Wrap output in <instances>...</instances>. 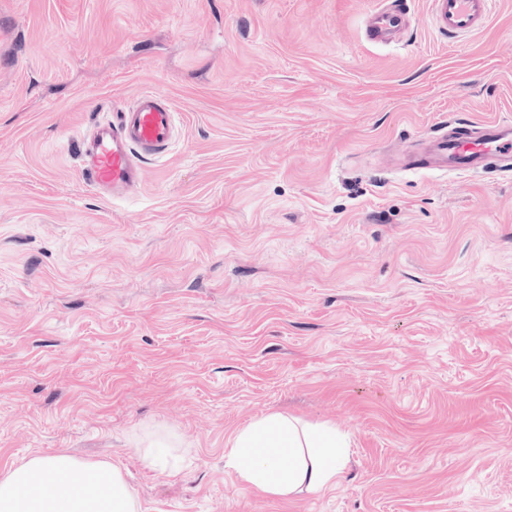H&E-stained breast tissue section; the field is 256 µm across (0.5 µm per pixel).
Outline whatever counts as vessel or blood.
I'll use <instances>...</instances> for the list:
<instances>
[{
  "label": "vessel or blood",
  "instance_id": "1",
  "mask_svg": "<svg viewBox=\"0 0 512 512\" xmlns=\"http://www.w3.org/2000/svg\"><path fill=\"white\" fill-rule=\"evenodd\" d=\"M495 0H433L440 31L470 35L488 23ZM406 0H387L370 11L364 38L377 45L399 41L410 27ZM174 114L159 93L146 90L115 116L95 121L89 132L71 141L84 183L96 195L121 199L136 193L144 161L169 147ZM402 170H427L445 175L494 176L512 173V119L463 123L451 118L412 144L393 146Z\"/></svg>",
  "mask_w": 512,
  "mask_h": 512
}]
</instances>
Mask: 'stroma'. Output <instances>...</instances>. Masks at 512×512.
Wrapping results in <instances>:
<instances>
[{"label":"stroma","mask_w":512,"mask_h":512,"mask_svg":"<svg viewBox=\"0 0 512 512\" xmlns=\"http://www.w3.org/2000/svg\"><path fill=\"white\" fill-rule=\"evenodd\" d=\"M0 0V469L122 462L142 512H512V176L388 170L448 119L512 117V0L448 38L408 0ZM154 90L176 137L132 199L68 143ZM273 411L351 440L336 488H246ZM159 423L188 454H128ZM410 8L405 2L392 0L383 7L370 11L364 22V38L377 45L399 41L410 27ZM130 447L145 467L166 477L180 473L187 453L181 438L158 424L142 428L131 440Z\"/></svg>","instance_id":"1"}]
</instances>
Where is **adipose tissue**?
<instances>
[{"label": "adipose tissue", "instance_id": "1", "mask_svg": "<svg viewBox=\"0 0 512 512\" xmlns=\"http://www.w3.org/2000/svg\"><path fill=\"white\" fill-rule=\"evenodd\" d=\"M227 444L226 466L247 487L275 496L336 487L350 463L347 434L279 412L237 430ZM130 447L145 467L166 477L180 473L187 453L181 438L158 424L142 428ZM0 512H141V506L121 463L59 452L0 472Z\"/></svg>", "mask_w": 512, "mask_h": 512}]
</instances>
